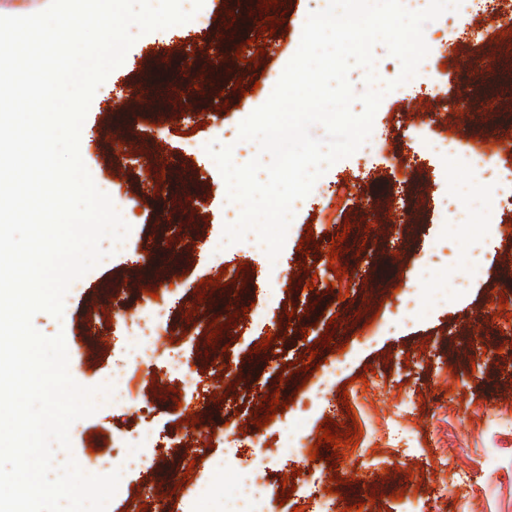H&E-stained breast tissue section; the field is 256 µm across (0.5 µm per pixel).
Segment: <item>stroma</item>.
<instances>
[{
  "label": "stroma",
  "instance_id": "obj_1",
  "mask_svg": "<svg viewBox=\"0 0 512 512\" xmlns=\"http://www.w3.org/2000/svg\"><path fill=\"white\" fill-rule=\"evenodd\" d=\"M271 10L278 24L273 37L254 45L255 15ZM311 0H204L199 19L183 30H157L140 36L124 63L112 71L93 97L81 140V158L97 186H108L112 200L132 231L114 254L72 283L65 298L67 317L41 312L33 323L44 335L64 332L71 376L92 387L110 381L113 368L124 372V403L101 400L97 412L75 422L70 434L75 458L87 444L122 468L119 487L108 494L105 512H190L195 488L214 480L215 462L227 459L264 476L269 512H339L342 503L362 504V512H512V437L488 427L512 416V325L497 308L512 297V211H473L469 223L478 235L467 241L455 224H442L435 212L440 193L463 183L466 172L449 167L433 152V142L452 137L484 149L488 138L512 131V95L477 93L466 112L446 109L441 90L471 83L466 63L487 59V73L512 76V26L493 24L476 12L458 14L454 24L426 26L430 48L414 82L389 93L373 122L372 150H358L332 165L312 193L294 205L286 243L277 260L252 240L213 250L225 223L235 214L224 198V180L207 144L223 143L228 132L271 95L296 53ZM224 32V104L217 109L174 103L166 117L128 112L125 129L105 126L114 100L139 83L151 62L168 61L183 46L213 47ZM245 60H238V47ZM431 126H423L427 113ZM162 160L173 195L159 199L141 181L144 158ZM191 170L195 182L177 179ZM177 211L186 227L168 239L170 271L154 287L168 320L157 328L158 350L140 361L128 354L132 318L148 295L150 247L159 238L157 215ZM344 240L336 283L328 252L336 235ZM316 251L314 269H301L304 251ZM472 254L479 276L461 275L464 254ZM239 268L236 280L215 283L225 266ZM432 279L440 297L409 303L402 291L418 274ZM110 293H103V286ZM242 313H233V306ZM295 311L283 322L285 308ZM335 319L333 342L320 337ZM224 325V338L208 344L211 322ZM275 335L272 350L256 344ZM487 353L475 357L473 344ZM316 354L336 365L306 375L300 355ZM181 355L195 385L183 387L169 376L167 361ZM232 370L220 374L219 367ZM278 394L286 402L273 421L257 428L255 394ZM207 424L211 439L196 440L194 424ZM355 416L368 447L385 461L366 467L360 449L349 448L330 462V450L312 459L326 420ZM292 434L297 454L279 450ZM498 459L485 491L464 500L452 474L439 473V459L466 470L487 449ZM138 465L123 468L130 452ZM196 465L184 474L181 460ZM344 484L332 485L333 474ZM295 475L291 499L281 495L283 479Z\"/></svg>",
  "mask_w": 512,
  "mask_h": 512
}]
</instances>
